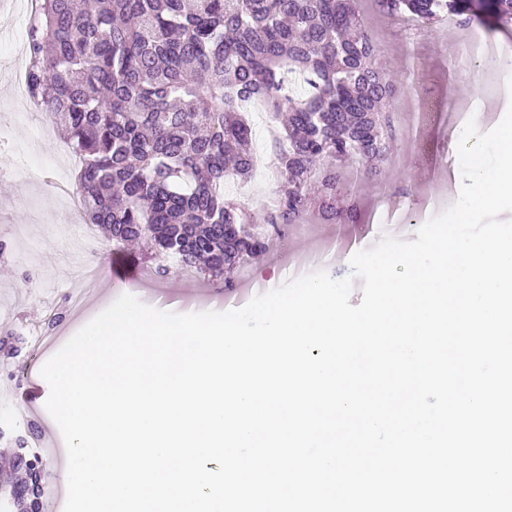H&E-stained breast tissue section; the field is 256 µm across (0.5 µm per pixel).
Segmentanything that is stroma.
<instances>
[{
	"instance_id": "35a3bbf8",
	"label": "stroma",
	"mask_w": 512,
	"mask_h": 512,
	"mask_svg": "<svg viewBox=\"0 0 512 512\" xmlns=\"http://www.w3.org/2000/svg\"><path fill=\"white\" fill-rule=\"evenodd\" d=\"M365 22L378 37L379 61L387 72L402 74L408 57H415L423 69L441 86L448 106L457 112L472 108L467 85L472 77H481L485 103L493 122L504 116L499 102L503 97L498 86L502 71L493 58H480L478 66L465 65L464 31L454 23L438 21L432 33L419 41L406 43L401 36L402 21L380 16L371 0H358ZM13 75L0 65V152L11 156L15 164L0 173V331L31 334L42 329L45 320L62 305L71 289L80 287L70 254V244L84 219L71 210L57 182L76 186L68 160L59 152V135L55 124L45 121L35 107L22 106ZM449 126L440 124L425 130L424 149H415L408 136L394 144L389 170L384 182L363 180L358 185L362 203V221L342 227L326 224L317 215L306 219L315 237L336 236L340 246L325 257L322 268L331 277L350 275V257L357 251L374 246L388 233L378 221L380 199L392 191L411 185L413 215L431 217L439 213V203L448 190V169L437 166L439 158L448 156ZM417 225L402 223L394 237L412 240ZM99 252L92 257L102 278H109L116 264L137 271L140 278L136 298L152 305L155 297L168 300V311L192 313L225 311L247 304L255 289L226 287L219 278L203 277L172 270L166 280L152 274L149 251L136 246H121L99 237ZM278 250L265 252L249 267L255 281L283 284L284 259L309 258L310 248L300 237L288 235L278 242ZM27 353L8 362H0V415L13 408L30 407L43 435L60 437L61 432L45 408L49 386L40 371L24 373Z\"/></svg>"
}]
</instances>
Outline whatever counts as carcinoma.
Segmentation results:
<instances>
[{
	"label": "carcinoma",
	"instance_id": "obj_1",
	"mask_svg": "<svg viewBox=\"0 0 512 512\" xmlns=\"http://www.w3.org/2000/svg\"><path fill=\"white\" fill-rule=\"evenodd\" d=\"M422 29L443 13L463 28L512 25V0H373ZM28 93L83 158V213L118 243L148 240L177 267L228 286L269 245L254 213L224 194L253 174L246 108L278 123L280 177L263 223L357 224L348 162L387 160L401 82L378 64L356 0H37L27 31ZM305 91L296 94L295 81ZM0 481L7 512H43L47 474L24 440Z\"/></svg>",
	"mask_w": 512,
	"mask_h": 512
}]
</instances>
